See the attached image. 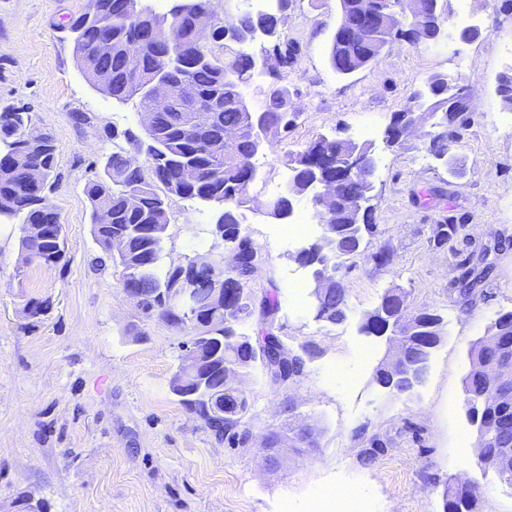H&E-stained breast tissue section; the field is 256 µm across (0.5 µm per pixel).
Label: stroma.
Returning a JSON list of instances; mask_svg holds the SVG:
<instances>
[{
	"mask_svg": "<svg viewBox=\"0 0 512 512\" xmlns=\"http://www.w3.org/2000/svg\"><path fill=\"white\" fill-rule=\"evenodd\" d=\"M89 0H0V108L22 106L58 147L50 200L64 224L66 258L47 267L21 260L19 224L0 223V512H18L27 495L45 512H312L322 491L361 490L369 512H444L447 481L476 488V512H512V484L481 465L477 427L463 407L469 350L502 313L512 311V111L496 93L512 69V0H449L453 36L430 45L398 40L371 66L349 76L329 65L338 0H293L285 30L298 47L280 81L301 117L291 132L267 134L258 178L243 210V230L266 262L253 275L256 297H277L275 326L290 349L318 353L288 391L259 371L243 377L249 413L245 440H217L169 391L185 332L146 316L122 288L121 269L96 244L84 186L112 140L105 128L141 133L137 110L95 88L81 73L63 24ZM474 27L478 39L461 41ZM435 72L461 77L471 93L468 122L452 151L454 175L425 150L421 131L387 145L386 128L413 105ZM86 122L79 123L75 114ZM370 143L377 232L369 251L389 243L390 271L367 257L344 260L347 316L315 320L303 287L309 273L293 260L307 240L284 241L267 208L289 156L320 135ZM210 206L172 199L164 264L220 258ZM456 224L447 247L432 227ZM474 283L460 294L462 280ZM413 309L437 310L445 333L424 382L411 395L381 387L376 370L394 350L362 330L364 315L390 285ZM33 298L50 299L27 316ZM295 399L296 417L284 413ZM308 425L312 444L268 460L269 433ZM391 443L361 460L363 434Z\"/></svg>",
	"mask_w": 512,
	"mask_h": 512,
	"instance_id": "35a3bbf8",
	"label": "stroma"
}]
</instances>
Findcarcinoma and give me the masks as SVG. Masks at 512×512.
<instances>
[{
	"label": "carcinoma",
	"mask_w": 512,
	"mask_h": 512,
	"mask_svg": "<svg viewBox=\"0 0 512 512\" xmlns=\"http://www.w3.org/2000/svg\"><path fill=\"white\" fill-rule=\"evenodd\" d=\"M98 19L88 23L85 16L73 15L67 29L76 30L74 51L77 63L92 83L98 75L112 74V84L101 88L118 103L136 102L138 109L149 108L150 97L144 86L156 75L171 83L187 84L191 102L175 101L162 119L142 140L125 133L133 149L145 155L139 165L129 161V152L120 147L106 159L102 172L89 181L84 192L91 206L92 232L99 247L112 252V237L125 239V248L113 257L122 268V288L130 300L146 315L155 316L167 325L190 335V345L198 348L199 360L207 372V382L196 400L183 399L181 404L194 414L218 438L233 440L245 424L249 411L246 396L224 391V403L236 410L232 417L214 413L207 405V391L221 389L224 364L235 362L242 373L260 367L270 382L286 389L304 374L317 354L316 346L307 343L294 351L274 332L273 323L279 311L276 298L264 296L260 303L250 287L253 276L251 261L260 248L241 227V209L250 201L252 182L245 180L246 166L251 164L255 144L269 130H288L296 126L298 112L293 108L292 93L278 81L269 84L261 110H250L244 101L240 75L262 64L272 72L292 65L296 48L282 29V16L277 13L244 12L234 19L231 31H216L209 42H193L191 26L196 12L204 10L220 16L215 0H186L176 43L164 44L150 36L151 26L165 14L156 12L150 0H99ZM377 13V25L369 30L361 45H344L332 39L329 61L334 71L350 75L375 62L393 41L407 37L415 44L436 41L437 25L448 15V0H426L418 16L403 15L394 0H339V19L350 23L356 5ZM263 29L271 43L262 57L243 55L233 45ZM104 39L112 42L107 53L100 51ZM460 78L446 73H432L426 80V92L415 95L423 114L444 129L463 118L466 105L459 99ZM212 112L209 129L194 124L193 109ZM0 218L21 224L22 264L38 261L47 266L64 257V240L58 238L63 228L49 195L55 189L57 151L53 137L36 131L30 113L21 107L0 109ZM354 146L348 139L320 136L301 153L289 159L292 172L283 195L269 204L280 212L288 209V196H311L323 235L296 254L295 261L311 270V276L322 271L336 279L338 298L325 305L313 303V318L336 324L346 318L347 295L338 273L342 260L353 256L351 244L363 243L376 233L374 212L367 204L369 186L347 180L339 189L338 201L323 211L317 201V181L336 178V157ZM428 153L437 158L449 156L448 165L459 170L455 154L448 153V135H436L426 142ZM43 171L40 182H34L31 168ZM178 197L201 201L217 207L215 223L224 226V247L231 254L228 264L219 261L212 270L227 278L231 294L228 304L199 312L193 324L169 302V294L185 278L207 277V272L187 265H162L168 220L164 213L169 201ZM458 230L456 224H436L432 240L443 248ZM375 268L390 270L395 253L388 244L370 254ZM258 316L260 328L256 336L239 331L247 319ZM444 318L435 311L411 310L409 293L398 286L387 288L377 305L364 315L362 329L372 336L385 334L406 346L413 365L425 370L434 348L444 333ZM508 337L495 328L470 349L471 367L464 380V391L479 393L481 412L466 408L470 420L477 421L476 447L484 449L485 463L494 466L492 449L512 451V432L484 437L480 426L492 420L512 418V398L498 394L493 386L484 353L491 343L499 348L500 358L512 363V347ZM198 387L183 367H178L169 380L171 393H189ZM307 440L296 433L290 437L273 432L261 441V447H294ZM387 441L375 433L368 438L362 452L368 463L377 457ZM444 512H474L476 492L468 487L450 485L443 491Z\"/></svg>",
	"instance_id": "cac0c4a2"
}]
</instances>
